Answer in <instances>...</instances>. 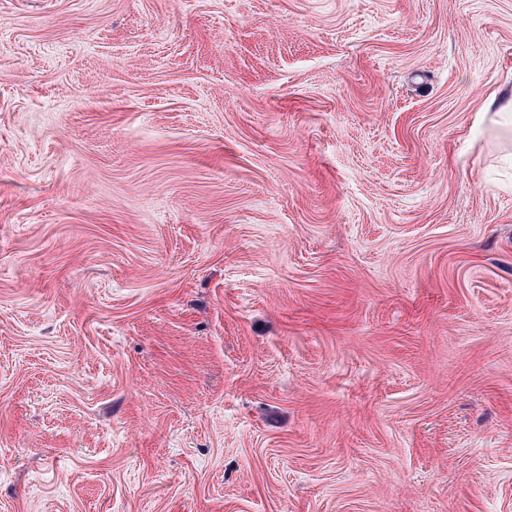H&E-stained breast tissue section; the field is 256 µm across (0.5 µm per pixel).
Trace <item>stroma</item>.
I'll return each mask as SVG.
<instances>
[{"label":"stroma","instance_id":"1","mask_svg":"<svg viewBox=\"0 0 512 512\" xmlns=\"http://www.w3.org/2000/svg\"><path fill=\"white\" fill-rule=\"evenodd\" d=\"M512 0H0V512H512Z\"/></svg>","mask_w":512,"mask_h":512}]
</instances>
